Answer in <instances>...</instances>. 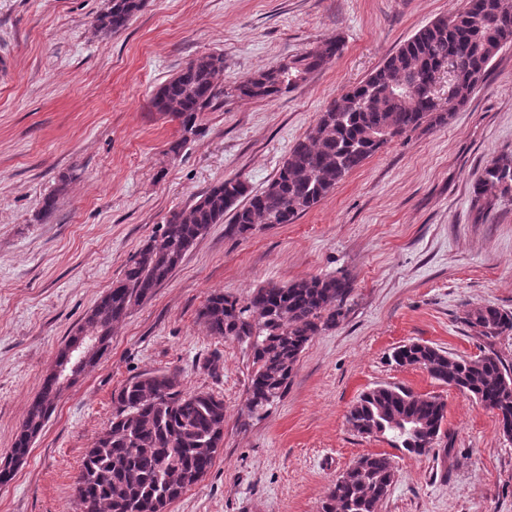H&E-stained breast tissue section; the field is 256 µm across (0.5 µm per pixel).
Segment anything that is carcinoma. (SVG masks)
Wrapping results in <instances>:
<instances>
[{
	"instance_id": "1",
	"label": "carcinoma",
	"mask_w": 512,
	"mask_h": 512,
	"mask_svg": "<svg viewBox=\"0 0 512 512\" xmlns=\"http://www.w3.org/2000/svg\"><path fill=\"white\" fill-rule=\"evenodd\" d=\"M146 0H110L96 17L105 34L124 29ZM512 45V0H463L420 28L363 81L332 100L316 124L289 148L271 181L251 193L238 176L209 186L196 200L169 214L163 232L149 239L77 328L111 339L112 327L134 305L150 298L182 263L212 224L244 235L257 225L292 224L316 207L336 185L397 138L422 126L442 127L485 82L499 51ZM327 40L290 65L258 71L230 85L221 83L224 54L198 56L165 81L152 98L154 111L178 122L183 136L177 152L199 132V116L222 97L273 100L342 52ZM450 62L456 74L457 107L424 105V88L437 68ZM479 213L512 198V153L488 164L474 186ZM352 290L346 275L299 279L254 289L244 300L213 292L199 311L208 333L250 342L253 371L248 397L266 412L281 400L299 357L311 339L336 326ZM463 323L476 335L494 339L512 333V312L487 305L466 312ZM392 360L400 367L424 366L437 381L472 396L504 421L512 420V367L490 352L476 359L448 355L426 344L399 346ZM57 401L44 379L30 403L13 448L0 461V484L14 477L30 453L45 415ZM446 404L438 395H418L401 386L381 385L363 393L347 414L351 429L373 431L411 453L428 454L443 434ZM224 445V398L186 392L179 374L149 371L112 395L108 428L87 449L79 472L88 512H167L213 467ZM390 457L369 454L331 487L322 512H379L394 480Z\"/></svg>"
}]
</instances>
